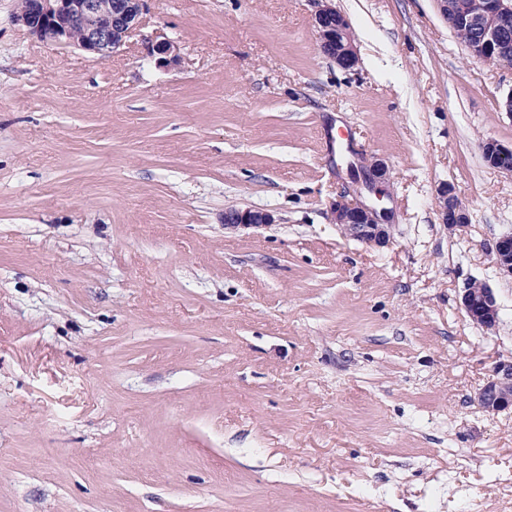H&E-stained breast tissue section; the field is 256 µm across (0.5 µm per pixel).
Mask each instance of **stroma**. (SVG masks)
<instances>
[{"instance_id":"1","label":"stroma","mask_w":512,"mask_h":512,"mask_svg":"<svg viewBox=\"0 0 512 512\" xmlns=\"http://www.w3.org/2000/svg\"><path fill=\"white\" fill-rule=\"evenodd\" d=\"M333 4L352 72L311 0H148L107 62L0 0V512H512V409L475 399L512 361V174L481 150L512 147V69L437 0ZM355 156L389 169L383 247L329 220ZM315 10L312 25L322 54L344 71H354L359 63L347 18L332 6V0H311ZM147 48L151 56H156V61L160 66L171 67L178 64L180 56L177 45L172 41L161 40L153 42L147 41ZM437 201L442 224L448 226L450 233L466 227L468 214L453 186H441L437 192ZM274 221L275 217L268 211L250 208H231L224 211V224L228 227H259ZM490 252L500 274L512 278V232L497 237ZM459 305L466 317L474 324L490 330L499 319V305L492 288L478 280L467 282L463 288Z\"/></svg>"}]
</instances>
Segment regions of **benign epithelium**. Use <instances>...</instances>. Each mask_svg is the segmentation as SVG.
<instances>
[{
  "label": "benign epithelium",
  "instance_id": "benign-epithelium-1",
  "mask_svg": "<svg viewBox=\"0 0 512 512\" xmlns=\"http://www.w3.org/2000/svg\"><path fill=\"white\" fill-rule=\"evenodd\" d=\"M146 0H31L30 5L14 15V21L46 45L69 43L77 38L79 46L100 61L109 60L139 29ZM315 10L312 25L322 54L344 71H353L359 63L347 18L331 4V0H312ZM440 12L450 29L467 24L475 31L473 40L465 44L470 55L491 62L498 53L512 48V0H484L481 11L469 13L463 0H437ZM147 48L163 67L178 64L180 56L172 41H147ZM483 157L492 167L512 174V148L489 140L484 143ZM351 179L365 183L373 194L352 198L339 195L330 204L332 223L341 234L366 245L388 243V224L392 209L384 199L387 189V166L375 157L360 165H349ZM438 213L448 231L454 233L469 221L455 188L443 185L437 192ZM275 223L272 213L250 208L224 211L228 227H259ZM500 274L512 278V232L497 237L490 248ZM459 305L474 324L490 330L499 319V305L492 288L472 280L463 288ZM478 404L488 412L512 408V362H497L488 379L476 393Z\"/></svg>",
  "mask_w": 512,
  "mask_h": 512
}]
</instances>
